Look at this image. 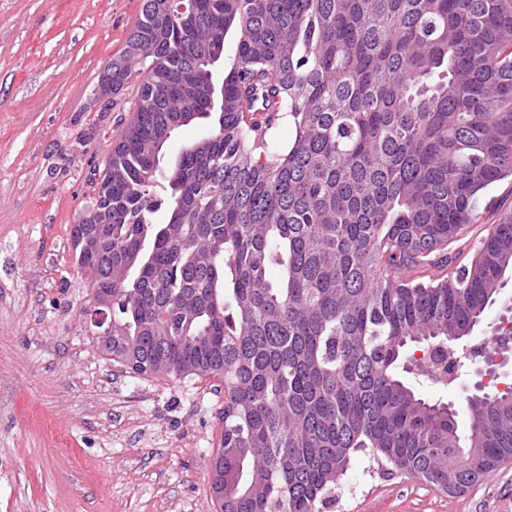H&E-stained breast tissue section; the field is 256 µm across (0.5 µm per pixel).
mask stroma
Returning <instances> with one entry per match:
<instances>
[{
  "mask_svg": "<svg viewBox=\"0 0 512 512\" xmlns=\"http://www.w3.org/2000/svg\"><path fill=\"white\" fill-rule=\"evenodd\" d=\"M144 0H0V512H217L210 492L224 407L212 376L139 375L101 352L73 227L88 177L135 116L138 77L103 93ZM512 209L494 184L458 242L457 262ZM512 273L464 349H481L450 383L406 382L462 407L477 386H512ZM322 512H512V460L448 495L366 457Z\"/></svg>",
  "mask_w": 512,
  "mask_h": 512,
  "instance_id": "stroma-1",
  "label": "stroma"
}]
</instances>
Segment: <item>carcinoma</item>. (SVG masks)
Segmentation results:
<instances>
[{
    "instance_id": "1",
    "label": "carcinoma",
    "mask_w": 512,
    "mask_h": 512,
    "mask_svg": "<svg viewBox=\"0 0 512 512\" xmlns=\"http://www.w3.org/2000/svg\"><path fill=\"white\" fill-rule=\"evenodd\" d=\"M133 61L136 118L86 204L112 199V228L73 245L93 296L112 279V359L224 383L223 512H319L359 455L449 495L511 459V398L466 404L462 433L397 369L469 335L512 267L507 209L450 275L411 276L512 180V0H146L113 89ZM177 112L204 130L163 172Z\"/></svg>"
}]
</instances>
